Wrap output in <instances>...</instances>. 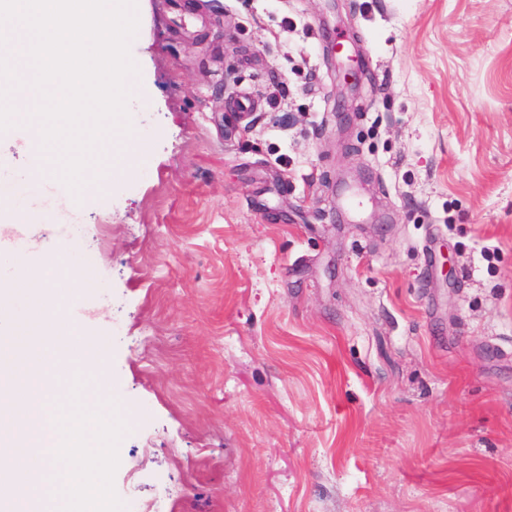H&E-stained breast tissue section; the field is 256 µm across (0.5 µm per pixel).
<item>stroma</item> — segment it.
<instances>
[{"instance_id":"stroma-1","label":"stroma","mask_w":512,"mask_h":512,"mask_svg":"<svg viewBox=\"0 0 512 512\" xmlns=\"http://www.w3.org/2000/svg\"><path fill=\"white\" fill-rule=\"evenodd\" d=\"M137 7L126 172L0 203L136 415L124 512H512V0Z\"/></svg>"}]
</instances>
